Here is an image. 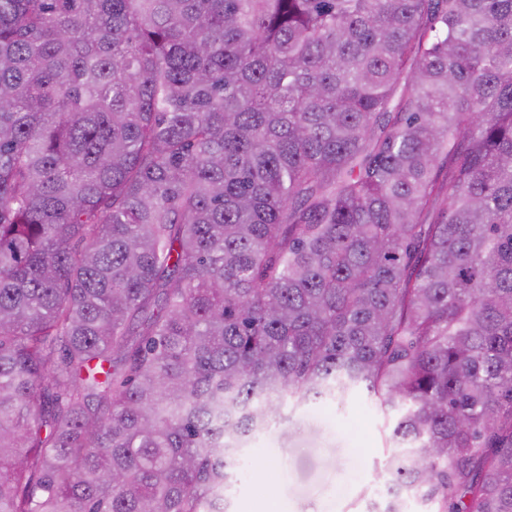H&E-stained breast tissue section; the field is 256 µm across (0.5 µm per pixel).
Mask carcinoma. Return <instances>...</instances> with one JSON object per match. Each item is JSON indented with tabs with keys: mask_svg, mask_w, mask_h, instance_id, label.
I'll return each mask as SVG.
<instances>
[{
	"mask_svg": "<svg viewBox=\"0 0 512 512\" xmlns=\"http://www.w3.org/2000/svg\"><path fill=\"white\" fill-rule=\"evenodd\" d=\"M359 385L375 512H512V0H0V512H228Z\"/></svg>",
	"mask_w": 512,
	"mask_h": 512,
	"instance_id": "cac0c4a2",
	"label": "carcinoma"
}]
</instances>
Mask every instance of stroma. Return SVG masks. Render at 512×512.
<instances>
[{
    "instance_id": "stroma-1",
    "label": "stroma",
    "mask_w": 512,
    "mask_h": 512,
    "mask_svg": "<svg viewBox=\"0 0 512 512\" xmlns=\"http://www.w3.org/2000/svg\"><path fill=\"white\" fill-rule=\"evenodd\" d=\"M390 418L362 390L344 401L288 403L251 440L231 512H369L384 491Z\"/></svg>"
}]
</instances>
